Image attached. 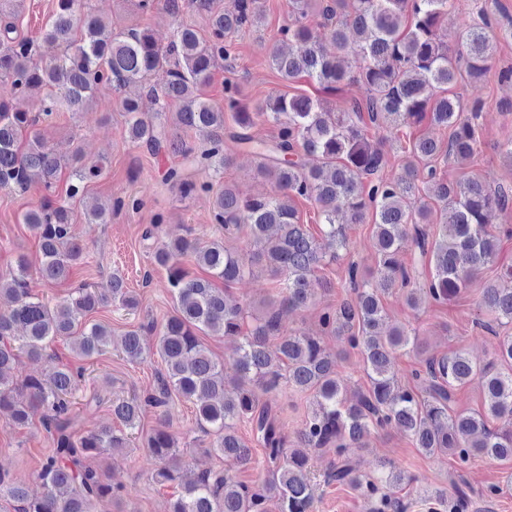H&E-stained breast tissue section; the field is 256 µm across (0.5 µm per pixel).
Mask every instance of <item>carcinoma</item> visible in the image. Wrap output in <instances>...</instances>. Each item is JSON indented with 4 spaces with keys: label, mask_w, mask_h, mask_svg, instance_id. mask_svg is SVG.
Here are the masks:
<instances>
[{
    "label": "carcinoma",
    "mask_w": 512,
    "mask_h": 512,
    "mask_svg": "<svg viewBox=\"0 0 512 512\" xmlns=\"http://www.w3.org/2000/svg\"><path fill=\"white\" fill-rule=\"evenodd\" d=\"M0 0V19L6 18L0 37V77L9 78L21 93L42 97L43 115L81 112L95 99L100 85L115 89L140 84L158 104L155 117L143 116L138 100L124 98L121 110L130 140L152 155L182 157L201 172H224L231 158L224 140L242 146L259 159L260 172L273 184L265 196H249L231 185L215 187L209 179H195L182 165L166 168L163 181L187 197H213L212 216L228 236L245 233L249 248L237 251L219 239L197 236L164 244L154 261L166 267L176 305L158 334L154 326H139L122 337L123 357L140 363L156 355L164 364L154 393L144 397H117L112 418L123 429L102 427L75 435L78 414L73 411L77 379L83 365L60 363L46 378L30 376L16 385L11 371L21 355H43L62 342L67 356L80 361L105 353L112 332L84 317L112 303L125 309L138 306L137 298L114 273L104 288H79L51 302L32 294L30 269L19 257L16 269L0 277V417L16 427L30 423V408L44 410L43 425L55 448L42 461L39 478L43 492L30 496L21 484L0 474V497L16 503L15 512H97L106 501L118 503L121 488L105 472L86 461L105 452L120 455L139 432L148 408L166 405L177 395L196 407L197 425L212 437L206 454L246 466L252 461L236 432L250 423L265 450L267 473L255 490L229 470L203 471L195 477L172 462L175 435L161 421L142 439L155 461L152 479L161 488L174 489L170 512H312L315 496L308 470V450L329 448L336 454L326 482L348 485L368 499L371 512H408L409 503L396 497L397 489L412 478L392 465L375 475L358 474L346 456L373 432L396 430L411 438L426 456L446 454L465 464L474 458L512 466V336L499 342L500 364L482 363L457 351L423 361L414 373L423 384L418 392L400 384L394 370L401 350L421 354L423 340L402 328L384 329L382 296L396 286L406 288L405 303L413 311L427 296L445 301L460 293L481 271L497 264L498 243L512 237V227L491 229L486 214L512 203V188L495 187L476 176L450 183L434 162L441 157L464 161L473 155L477 132L471 116L464 115L460 99L436 96L461 73L480 78L488 70L494 44L492 23L467 24L459 34V49L452 52L440 28L448 0H289L294 21L282 30L288 51L276 48L269 64L282 79L307 77L334 95L348 85L364 89L349 108L337 110L328 102L306 95L279 94L255 107L241 98L238 82L224 78V104L200 94L220 63L231 58L233 38L263 17L260 0H233L231 10L216 0H136L141 11L162 7L174 18L169 41L161 46L147 28H117L83 9L82 0H57L41 43L53 50L48 61L34 62L33 42L11 36L15 12ZM202 14L205 33L184 22L187 12ZM319 19L318 29L308 23ZM335 46L324 51L323 41ZM358 52L362 65L351 69L343 55ZM171 103L180 105L179 123L205 134L206 145L193 146L172 133L162 121ZM230 113L233 125L224 124ZM429 119L450 129L448 143L418 138L410 142L409 160L399 178L383 175L388 159L383 140L367 136L373 127L397 134L401 128ZM273 124L269 140L249 134L255 120ZM39 119L0 101V189L23 188L36 176L52 190L62 162L47 146ZM319 165L309 167L305 157ZM103 174L100 166H73L66 198L46 200L22 216L38 236L39 278L48 285L65 282L82 257V247L71 234V203L81 199L87 184ZM295 198L313 201L320 236L300 223ZM431 200L451 209V220L436 222ZM371 219L376 267L365 273L352 261L345 270V296L321 315L325 332L343 337L362 356L368 387L352 401L343 398L336 377V357L321 338L303 334L280 335L279 310L270 307L262 317L253 315L235 299L231 286L262 263L277 278L281 305L295 310L314 300V272L336 262L349 249L347 229ZM412 237L430 271L409 272L400 259L406 237ZM207 272L193 275L184 259ZM482 306L499 323H512V266H501L496 278L484 283ZM204 336H222L233 344L239 374L234 390L224 380V365L205 346ZM279 337L275 347L267 340ZM474 379L481 381L484 408L458 410L457 392ZM288 387L310 395V406L294 439H288L272 396ZM268 395L262 401L257 391ZM427 512H465L468 494L456 484L452 491L420 497Z\"/></svg>",
    "instance_id": "1"
}]
</instances>
